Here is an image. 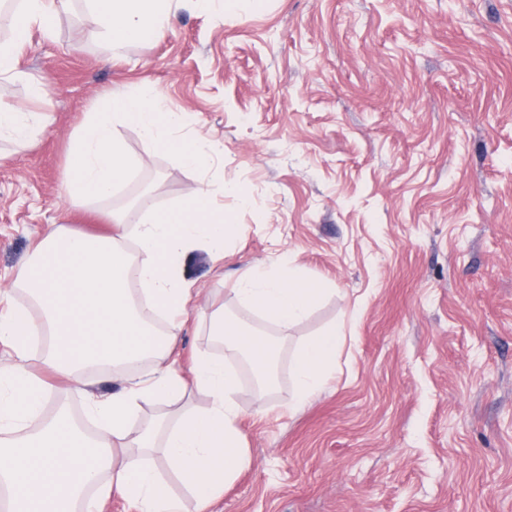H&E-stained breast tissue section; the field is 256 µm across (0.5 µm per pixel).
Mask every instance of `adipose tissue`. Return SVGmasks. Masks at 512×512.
<instances>
[{
	"label": "adipose tissue",
	"mask_w": 512,
	"mask_h": 512,
	"mask_svg": "<svg viewBox=\"0 0 512 512\" xmlns=\"http://www.w3.org/2000/svg\"><path fill=\"white\" fill-rule=\"evenodd\" d=\"M70 0H23L15 25L53 33L55 19ZM180 0H87L113 49L160 38ZM163 93L147 87L131 95H110L89 113L71 149L67 194L71 202L109 196L128 178L132 163L122 151L117 127L134 129L150 148L167 146L180 126ZM47 116L0 105V139L31 143ZM228 217L209 186L184 201L141 219L136 247L124 235L96 240L48 225L22 272L19 286L28 303L18 307L12 290H0V343L12 351L0 363V487L10 493L9 512H104L108 501H124L131 512H212L224 486L249 468L251 456L237 428L234 394L237 373L223 356L196 352L182 370L175 347L182 335L192 293L184 280L190 252L206 245L223 255ZM240 303L287 333L317 305L322 288L287 263L272 268L250 263L238 273ZM49 339L37 357L44 369L82 385L85 367L111 368L121 381L112 396L87 395L88 431L64 413L46 414L45 383L28 363L37 335ZM210 334L234 352L247 354L255 375H267L273 350L255 330L215 310ZM342 338L335 328L305 338L295 355V404L322 390L336 372ZM154 360L150 374L134 367ZM203 397V411L186 415L180 401ZM170 405L160 416L142 417L138 432L129 424L143 406ZM159 453L170 479L184 488L172 492L147 459Z\"/></svg>",
	"instance_id": "ef3b65f1"
}]
</instances>
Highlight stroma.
<instances>
[{
    "instance_id": "stroma-1",
    "label": "stroma",
    "mask_w": 512,
    "mask_h": 512,
    "mask_svg": "<svg viewBox=\"0 0 512 512\" xmlns=\"http://www.w3.org/2000/svg\"><path fill=\"white\" fill-rule=\"evenodd\" d=\"M0 103L47 113L30 145L0 140V289L46 225L114 232L203 184L231 228L194 250L182 366L214 351L208 315L273 345V395L239 386L251 466L214 512H512V0H270L259 13L182 6L149 44L112 51L85 0L53 36L31 26ZM46 95L31 100L28 85ZM160 88L183 113L111 197H66L71 145L110 93ZM213 145L207 168L177 147ZM249 205H242L240 195ZM327 292L287 336L233 291L251 262ZM336 327L325 390L292 408L300 341Z\"/></svg>"
}]
</instances>
